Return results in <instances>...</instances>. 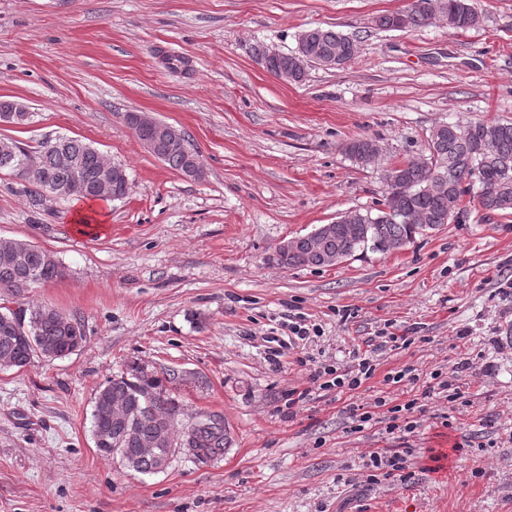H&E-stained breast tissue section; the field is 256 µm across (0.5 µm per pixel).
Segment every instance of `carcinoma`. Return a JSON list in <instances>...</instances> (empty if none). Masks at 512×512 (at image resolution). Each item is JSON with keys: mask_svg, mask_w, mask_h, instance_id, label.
<instances>
[{"mask_svg": "<svg viewBox=\"0 0 512 512\" xmlns=\"http://www.w3.org/2000/svg\"><path fill=\"white\" fill-rule=\"evenodd\" d=\"M406 28H419L438 19L456 30L473 28L476 9L472 0H412L405 10ZM310 56L335 55L339 64L350 62L358 52L356 37L321 27L304 31ZM254 61L275 75L286 72L296 83L307 72L299 68L291 54L268 58L266 45L252 48ZM367 137L344 145V152L362 167L381 162L382 153H364ZM35 155L38 170L20 175V165ZM154 156L170 169L187 174L190 155L160 147ZM103 158L91 144L69 136L47 138L31 148L9 137L0 138V171L20 176L32 203L40 205L44 196L95 200L91 181ZM387 191L377 212L352 209L348 214L358 225L354 233L343 224L320 225L312 232L281 242L273 260L283 267H328L347 260L358 251L387 253L409 243L415 234L435 230L460 214L463 196L479 188L476 197L488 213L512 216V122H475L466 127L448 123L433 126L427 137L426 154L388 164L384 169ZM417 213L424 224H409L408 215ZM66 268L49 251L33 242L0 237V298L7 302L0 311V369H21L36 357L58 359L78 350L86 341L83 321L53 306L19 301L40 283L58 281ZM18 301L16 308L8 307ZM178 374L165 380L139 362H131L126 372L101 387L92 412V436L101 440L98 451L119 458L130 470L153 473L157 461L135 458L137 447L130 432L143 438L165 436L163 447L193 448L198 460H218L230 447L224 416L206 413L182 419L181 407L172 389Z\"/></svg>", "mask_w": 512, "mask_h": 512, "instance_id": "obj_1", "label": "carcinoma"}]
</instances>
